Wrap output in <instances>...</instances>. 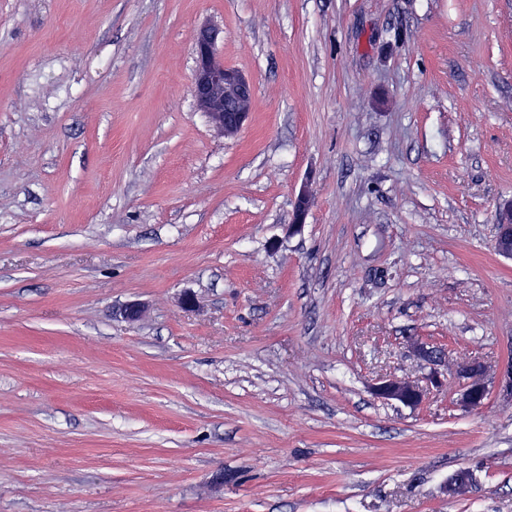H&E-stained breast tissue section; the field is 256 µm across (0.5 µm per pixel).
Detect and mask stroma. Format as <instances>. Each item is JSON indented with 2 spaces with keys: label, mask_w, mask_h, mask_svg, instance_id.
<instances>
[{
  "label": "stroma",
  "mask_w": 512,
  "mask_h": 512,
  "mask_svg": "<svg viewBox=\"0 0 512 512\" xmlns=\"http://www.w3.org/2000/svg\"><path fill=\"white\" fill-rule=\"evenodd\" d=\"M509 200L512 0H0V512H512V398L373 391L512 363ZM221 39L224 31L214 25H202L195 32L191 92L211 122L225 136H235L251 114L253 86L240 70L224 65L217 49ZM311 206V196L307 188L303 187L299 190L293 203L292 224L290 228L294 232L301 230L304 226L309 209ZM376 394L389 402L415 408L422 402L424 390L418 383L406 378L392 377L382 380L375 388Z\"/></svg>",
  "instance_id": "stroma-1"
}]
</instances>
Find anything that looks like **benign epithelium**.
<instances>
[{
    "instance_id": "benign-epithelium-1",
    "label": "benign epithelium",
    "mask_w": 512,
    "mask_h": 512,
    "mask_svg": "<svg viewBox=\"0 0 512 512\" xmlns=\"http://www.w3.org/2000/svg\"><path fill=\"white\" fill-rule=\"evenodd\" d=\"M223 39V30L205 24L194 35L195 68L191 92L198 107L207 113L211 122L226 136L237 135L251 114L253 86L238 69L224 64L218 54V42ZM311 206L307 188L299 190L293 203L292 224L297 232L304 226ZM494 245L500 255L512 259V224H503L497 230ZM415 352L432 366L445 363L442 350L419 344ZM493 369L484 362L467 360L459 363L456 374L463 379L456 404L464 410L478 408L489 395V378ZM376 394L389 402L415 408L422 402L424 390L418 383L406 378L392 377L381 381L375 388ZM473 480L472 471L459 468L444 485L450 496L462 495Z\"/></svg>"
}]
</instances>
